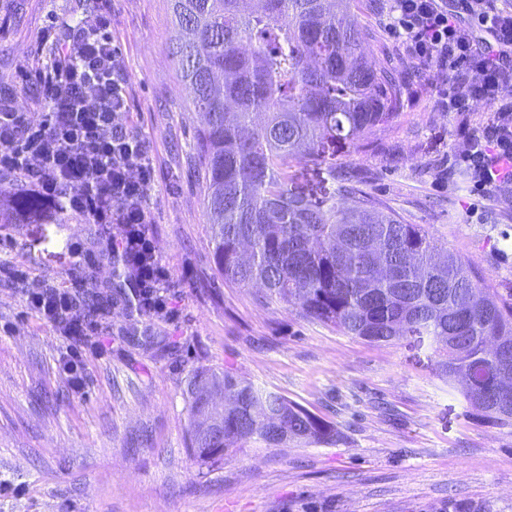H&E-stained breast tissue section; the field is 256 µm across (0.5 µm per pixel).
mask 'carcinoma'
Listing matches in <instances>:
<instances>
[{"instance_id":"carcinoma-1","label":"carcinoma","mask_w":512,"mask_h":512,"mask_svg":"<svg viewBox=\"0 0 512 512\" xmlns=\"http://www.w3.org/2000/svg\"><path fill=\"white\" fill-rule=\"evenodd\" d=\"M173 53L204 115L196 150L206 217L224 281L375 344L427 341L436 372L487 423L512 429V292L486 288L421 224H408L344 178L336 152L369 141L398 105L350 0H171ZM296 165L325 171L319 201L292 188ZM194 455L209 462L248 441L266 448L334 445L324 419L233 373L187 383ZM224 393V407L213 394Z\"/></svg>"}]
</instances>
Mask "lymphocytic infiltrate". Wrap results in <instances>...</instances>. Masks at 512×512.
<instances>
[{"mask_svg": "<svg viewBox=\"0 0 512 512\" xmlns=\"http://www.w3.org/2000/svg\"><path fill=\"white\" fill-rule=\"evenodd\" d=\"M390 25L408 55L448 78L437 105L461 116L485 106L492 123L462 128L458 165L477 190L512 196V6L502 0H390ZM112 0H100L93 29L69 23L44 34L53 49L36 74L51 100L43 120L20 112L0 84V179L21 178L31 196L98 225L97 254L79 244L81 263H107L128 285L133 306L167 313L170 273L157 253L149 197L152 150L132 122L121 51L109 31ZM78 290L38 285L26 304L63 335H92L97 320L79 307Z\"/></svg>", "mask_w": 512, "mask_h": 512, "instance_id": "obj_1", "label": "lymphocytic infiltrate"}]
</instances>
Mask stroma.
<instances>
[{"mask_svg": "<svg viewBox=\"0 0 512 512\" xmlns=\"http://www.w3.org/2000/svg\"><path fill=\"white\" fill-rule=\"evenodd\" d=\"M387 0H353L374 60L406 77L401 105L374 141L339 145L336 164L439 247L512 289V198L456 181L459 147L436 108L446 77L404 54ZM98 0H0V82L45 67L51 22L80 21ZM170 0H112L130 112L152 147L150 209L169 268L175 316L141 327L172 352L133 339L110 266H75L95 225L74 214L26 223L0 218V264L56 286L87 281L105 300L74 392L60 357L69 344L0 277V512H512V431L484 422L438 377L414 340L373 345L225 282L213 259L195 151L202 118L169 52ZM199 368L231 370L333 424L335 445L248 442L201 462L188 448L186 385Z\"/></svg>", "mask_w": 512, "mask_h": 512, "instance_id": "obj_1", "label": "stroma"}]
</instances>
